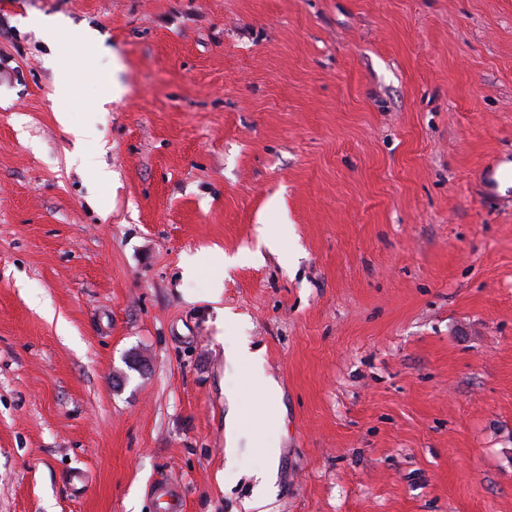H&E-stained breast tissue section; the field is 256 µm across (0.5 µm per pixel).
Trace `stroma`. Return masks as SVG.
<instances>
[{
	"instance_id": "35a3bbf8",
	"label": "stroma",
	"mask_w": 512,
	"mask_h": 512,
	"mask_svg": "<svg viewBox=\"0 0 512 512\" xmlns=\"http://www.w3.org/2000/svg\"><path fill=\"white\" fill-rule=\"evenodd\" d=\"M511 162L512 0H0V512H512ZM73 79L67 72H60L54 90L57 118L78 142L84 143L97 139V129L93 125L71 126L68 123V104L72 95ZM226 356L230 363L248 368L253 384L264 392L267 399L274 401L277 398L278 385L265 369L262 350H255L248 342H238L226 352Z\"/></svg>"
}]
</instances>
